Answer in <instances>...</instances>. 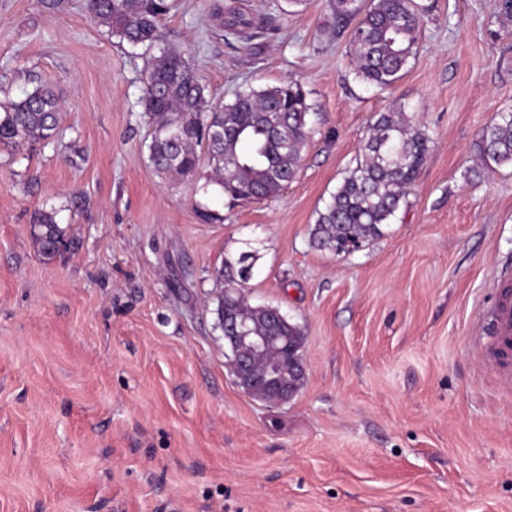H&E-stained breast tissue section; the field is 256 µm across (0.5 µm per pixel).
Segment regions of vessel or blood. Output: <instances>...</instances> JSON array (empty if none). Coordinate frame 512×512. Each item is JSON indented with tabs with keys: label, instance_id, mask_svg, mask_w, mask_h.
Listing matches in <instances>:
<instances>
[{
	"label": "vessel or blood",
	"instance_id": "obj_1",
	"mask_svg": "<svg viewBox=\"0 0 512 512\" xmlns=\"http://www.w3.org/2000/svg\"><path fill=\"white\" fill-rule=\"evenodd\" d=\"M488 316L492 321V337L484 348V355L499 377L512 383V280L508 277H500Z\"/></svg>",
	"mask_w": 512,
	"mask_h": 512
}]
</instances>
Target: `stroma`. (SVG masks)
Masks as SVG:
<instances>
[{
  "label": "stroma",
  "instance_id": "obj_1",
  "mask_svg": "<svg viewBox=\"0 0 512 512\" xmlns=\"http://www.w3.org/2000/svg\"><path fill=\"white\" fill-rule=\"evenodd\" d=\"M430 2L377 91L349 32L327 33L329 0H173L161 28L213 98L294 79L314 107L295 180L226 211L149 162L137 50L83 0H0V85L52 81L60 109L49 144L0 146V512H512V386L481 354L512 269V167L470 173L512 110V31L499 0ZM217 4L274 28L228 34ZM399 103L432 138L405 205L353 252L314 248L317 210ZM44 211L73 240L49 261ZM245 249L248 302L304 335L279 406L236 385L215 326L216 271ZM288 372L291 379L285 381L283 385V391L287 395L286 398L284 400H274L269 403L279 405L288 400V391L294 395L301 389L306 375V364L303 356L292 353L291 356L288 357Z\"/></svg>",
  "mask_w": 512,
  "mask_h": 512
}]
</instances>
